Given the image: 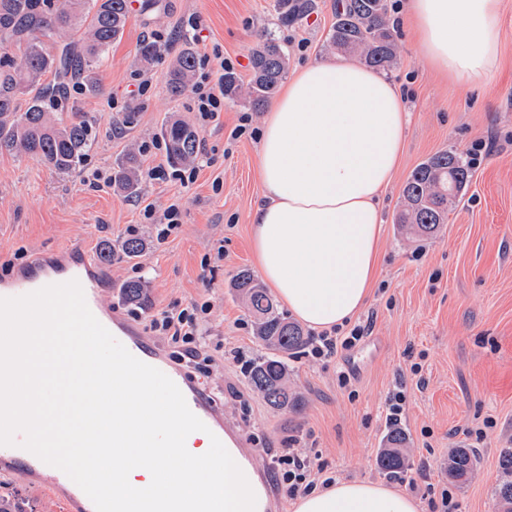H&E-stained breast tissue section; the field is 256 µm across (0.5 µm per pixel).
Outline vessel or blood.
Listing matches in <instances>:
<instances>
[{
  "mask_svg": "<svg viewBox=\"0 0 512 512\" xmlns=\"http://www.w3.org/2000/svg\"><path fill=\"white\" fill-rule=\"evenodd\" d=\"M79 281L86 303L97 320L122 343L136 358L166 374L183 393L190 410L199 417L217 436L224 437L223 413L216 402L209 399L199 383L191 381L184 371L169 362L163 350L148 339L140 326L117 311L104 309L100 301L102 289L110 287L111 281L101 270L89 252L80 246H70L55 253L39 257L34 263L15 267L0 279V298L19 297L44 286ZM0 463L12 465L26 471L44 469L45 464L37 456L19 446L6 449ZM49 490L71 488L73 512H95L88 496L74 489L72 480L62 471H55L45 478Z\"/></svg>",
  "mask_w": 512,
  "mask_h": 512,
  "instance_id": "1",
  "label": "vessel or blood"
}]
</instances>
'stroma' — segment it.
I'll return each mask as SVG.
<instances>
[{
    "label": "stroma",
    "instance_id": "obj_1",
    "mask_svg": "<svg viewBox=\"0 0 512 512\" xmlns=\"http://www.w3.org/2000/svg\"><path fill=\"white\" fill-rule=\"evenodd\" d=\"M122 38L99 64L102 89L90 94L70 84V103L93 130V145L75 170L60 173L31 156L0 154V276L39 253L73 244L98 254L102 240L120 243L128 226L147 238L135 260L115 252L104 268L112 289L101 295L147 325L157 309L211 301L203 324L212 362L196 377L220 392L224 419L240 427L258 475L273 489V512H291L277 491L271 454L294 438L310 442L336 480H365L401 490L433 512L431 503L448 493L456 512H499L495 489L498 456L512 448V0L500 18L501 69L488 82L462 87L440 77L425 60L412 29L396 26L401 63L388 75L402 84L411 121L405 131L400 167L382 197L383 239L378 277L358 323L371 332L357 347L316 361L299 353L288 360L289 379L301 399L298 410L270 407L250 387L243 361L260 354L250 316L232 287L234 275L254 270L248 214L260 193L257 141L228 144L230 130L248 101L225 100L219 123L200 131L208 156L187 187L143 178L138 195L94 181V171L113 173L129 149L158 143L164 121L195 124L189 94L172 96L168 72L189 36L198 58L222 53L249 79V58L261 37L274 36L288 53L289 69L333 57L328 46L335 21L334 0H311L295 20H281L278 0H139ZM160 34L170 46L151 63L141 62V41ZM152 80L149 93L131 104L126 121L114 122L112 102H125L137 78ZM261 127L264 112H251ZM492 143L479 156L464 195L433 237L412 241L395 222L403 188L413 169L433 154L468 153L474 142ZM183 197L178 230L165 243L152 241L142 210L163 208L174 193ZM224 260L206 264L216 248ZM146 281L150 302L135 309L121 286ZM421 374H413V364ZM352 370V390L341 389L336 373ZM404 391L406 403L390 420L387 400ZM408 436L409 469L401 479L387 476L376 460L391 423ZM477 451V466L466 485L450 483L446 466L456 448ZM15 494L32 512H66L22 472L0 473V495Z\"/></svg>",
    "mask_w": 512,
    "mask_h": 512
}]
</instances>
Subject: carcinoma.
Here are the masks:
<instances>
[{
    "mask_svg": "<svg viewBox=\"0 0 512 512\" xmlns=\"http://www.w3.org/2000/svg\"><path fill=\"white\" fill-rule=\"evenodd\" d=\"M281 20L288 22L311 7L310 0H280ZM391 0H336V21L329 46L356 55L368 67L389 70L400 59L399 47L390 25ZM127 0H0V42L15 45L17 53L0 57V154L25 153L51 168L67 172L84 160L91 145V129L79 112H63L68 106L64 79L74 75L84 90L100 91L96 64L124 32ZM84 30L85 41L52 53L45 45L73 31ZM288 54L269 36L252 51L251 74L242 83L238 74L224 71V97L246 93L256 111L276 94L286 72ZM196 66V55L186 47L169 71L168 89L179 96L188 87ZM51 75L53 80L45 81ZM28 97L26 110L17 111V101ZM167 158L174 166L187 165L198 157L199 135L178 120L161 128ZM469 163L452 150L440 151L421 162L408 177L403 208L395 223L406 233L428 238L448 221V210L469 182ZM113 185L127 195L141 185L139 159L126 154L115 172ZM239 296L252 317L254 338L263 352L250 361L245 374L250 386L271 406L294 411L298 394L288 383L289 356L309 343L303 329L281 316L265 288L243 270L234 281ZM126 301L138 308L150 302L146 282L128 281L122 288ZM408 438L402 428L391 425L385 448L377 458L379 468L393 478L407 470ZM477 457L472 448H456L448 455V480L468 481ZM500 481L496 495L500 512H512V448L501 449L498 457Z\"/></svg>",
    "mask_w": 512,
    "mask_h": 512,
    "instance_id": "carcinoma-1",
    "label": "carcinoma"
}]
</instances>
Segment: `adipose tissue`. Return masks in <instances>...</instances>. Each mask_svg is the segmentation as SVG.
<instances>
[{
  "mask_svg": "<svg viewBox=\"0 0 512 512\" xmlns=\"http://www.w3.org/2000/svg\"><path fill=\"white\" fill-rule=\"evenodd\" d=\"M503 0H406L405 20L426 60L462 83L486 81L500 53ZM409 114L401 88L347 59L300 66L269 108L258 166L262 197L251 214L257 270L281 304L314 330L354 319L377 277L380 200L397 169ZM112 399L135 411L114 426L126 445L97 449L105 492L224 493V512H267L263 483L245 449L224 448V471L185 476V456H209V441L189 435L168 453L141 447L156 429L151 391L127 379ZM293 512H419L410 494L368 481H342L298 496Z\"/></svg>",
  "mask_w": 512,
  "mask_h": 512,
  "instance_id": "adipose-tissue-1",
  "label": "adipose tissue"
}]
</instances>
